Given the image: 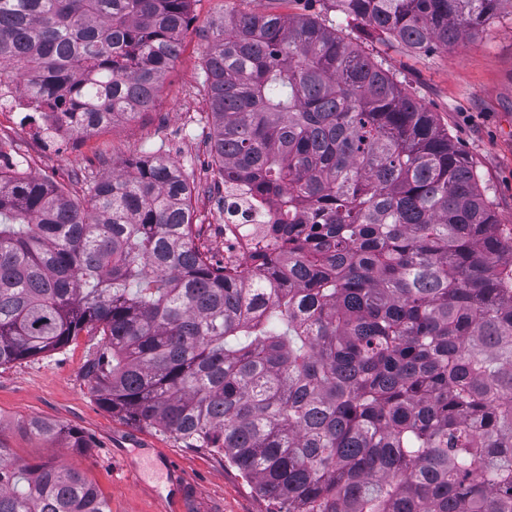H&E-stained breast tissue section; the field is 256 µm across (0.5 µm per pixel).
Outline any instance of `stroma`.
Returning a JSON list of instances; mask_svg holds the SVG:
<instances>
[{"label":"stroma","instance_id":"stroma-1","mask_svg":"<svg viewBox=\"0 0 512 512\" xmlns=\"http://www.w3.org/2000/svg\"><path fill=\"white\" fill-rule=\"evenodd\" d=\"M332 20L347 39L381 60L414 99L434 112L473 160L504 238L512 237V8L454 47L412 53L368 38L336 10L334 0H193L179 56L149 110L89 135H73L65 150L51 137L35 148L37 126L25 111L0 115V161L82 197L85 181L112 175L156 155L179 166L194 189L192 207L201 243L224 256V199L214 192L218 166L201 118L209 113L202 87L204 53L226 14L306 11ZM101 350L99 337L80 334L56 351L0 367V440L19 459L53 460L95 482L112 512H273L274 506L218 454L189 448L171 435L139 426L104 407L86 375ZM33 417L79 428L89 440L76 454L21 431ZM177 464L188 485L165 498V466ZM139 479H132L131 470Z\"/></svg>","mask_w":512,"mask_h":512}]
</instances>
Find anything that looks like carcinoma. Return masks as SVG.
I'll return each mask as SVG.
<instances>
[{
    "mask_svg": "<svg viewBox=\"0 0 512 512\" xmlns=\"http://www.w3.org/2000/svg\"><path fill=\"white\" fill-rule=\"evenodd\" d=\"M511 1L336 9L427 52ZM192 2L0 0V85L77 134L144 111ZM203 72L220 176L274 203L288 271L240 287L161 158L82 201L0 166V366L101 336L88 376L107 408L224 455L285 512H512V243L472 159L314 14L224 16ZM0 512L111 508L86 473L0 440Z\"/></svg>",
    "mask_w": 512,
    "mask_h": 512,
    "instance_id": "carcinoma-1",
    "label": "carcinoma"
}]
</instances>
